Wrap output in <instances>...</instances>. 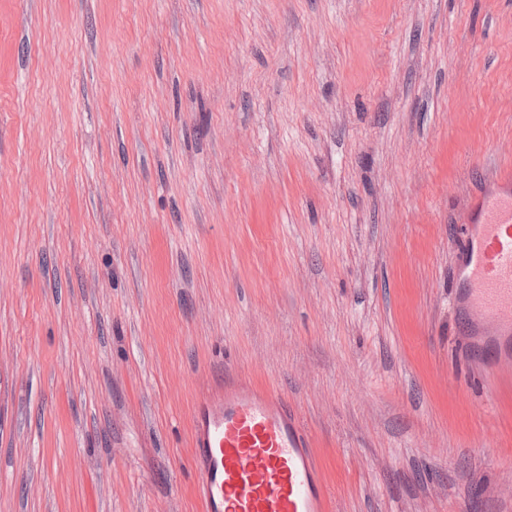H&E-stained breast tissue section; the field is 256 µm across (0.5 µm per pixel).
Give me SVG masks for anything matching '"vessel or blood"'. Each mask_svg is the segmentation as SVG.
<instances>
[{
	"instance_id": "1",
	"label": "vessel or blood",
	"mask_w": 512,
	"mask_h": 512,
	"mask_svg": "<svg viewBox=\"0 0 512 512\" xmlns=\"http://www.w3.org/2000/svg\"><path fill=\"white\" fill-rule=\"evenodd\" d=\"M471 199L459 294L496 321L493 362L512 354V167ZM202 512H329V493L297 414L276 390L239 378L202 388L191 413Z\"/></svg>"
}]
</instances>
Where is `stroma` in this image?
<instances>
[{
	"label": "stroma",
	"instance_id": "1",
	"mask_svg": "<svg viewBox=\"0 0 512 512\" xmlns=\"http://www.w3.org/2000/svg\"><path fill=\"white\" fill-rule=\"evenodd\" d=\"M510 160L512 0H0V512H201L229 369L330 512H512L452 304Z\"/></svg>",
	"mask_w": 512,
	"mask_h": 512
}]
</instances>
